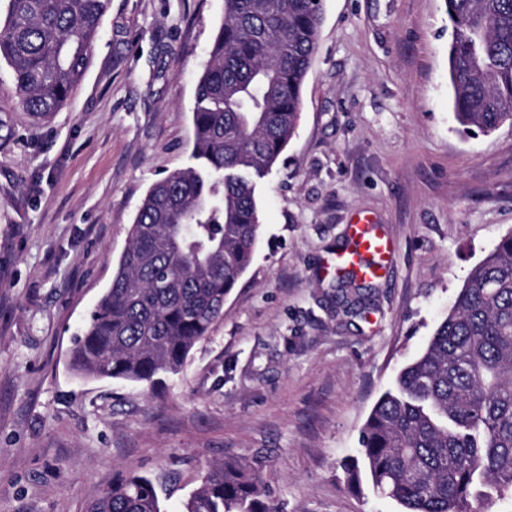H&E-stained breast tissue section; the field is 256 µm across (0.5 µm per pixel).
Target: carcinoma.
<instances>
[{
    "label": "carcinoma",
    "mask_w": 512,
    "mask_h": 512,
    "mask_svg": "<svg viewBox=\"0 0 512 512\" xmlns=\"http://www.w3.org/2000/svg\"><path fill=\"white\" fill-rule=\"evenodd\" d=\"M110 0H8L0 60L23 107L48 116L86 71ZM451 112L462 131L512 126V0H445ZM323 22L313 0H224L196 88L193 164L153 184L110 288L75 339L83 378L144 383L177 374L224 316L261 231L256 191L295 135ZM343 460L404 512H479L483 487L512 494V232L469 273L448 316ZM87 512H161L157 485L120 475ZM183 512H283L259 468L210 469Z\"/></svg>",
    "instance_id": "1"
}]
</instances>
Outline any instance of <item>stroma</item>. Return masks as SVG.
<instances>
[{"label": "stroma", "mask_w": 512, "mask_h": 512, "mask_svg": "<svg viewBox=\"0 0 512 512\" xmlns=\"http://www.w3.org/2000/svg\"><path fill=\"white\" fill-rule=\"evenodd\" d=\"M224 0H111L67 104L27 112L0 65V512H84L115 474L180 512L215 464L265 460L285 512H402L340 466L472 268L512 230V127L457 129L443 0H324L302 114L257 189L224 317L157 389L83 379L75 336L150 187L192 164ZM370 216L395 243L347 312L320 263Z\"/></svg>", "instance_id": "stroma-1"}]
</instances>
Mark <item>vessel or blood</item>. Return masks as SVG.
Returning <instances> with one entry per match:
<instances>
[{"mask_svg":"<svg viewBox=\"0 0 512 512\" xmlns=\"http://www.w3.org/2000/svg\"><path fill=\"white\" fill-rule=\"evenodd\" d=\"M349 244L323 262L326 273L340 274L354 269L367 278L378 277L389 259L393 244L380 233L370 219L360 218L349 226Z\"/></svg>","mask_w":512,"mask_h":512,"instance_id":"vessel-or-blood-1","label":"vessel or blood"}]
</instances>
